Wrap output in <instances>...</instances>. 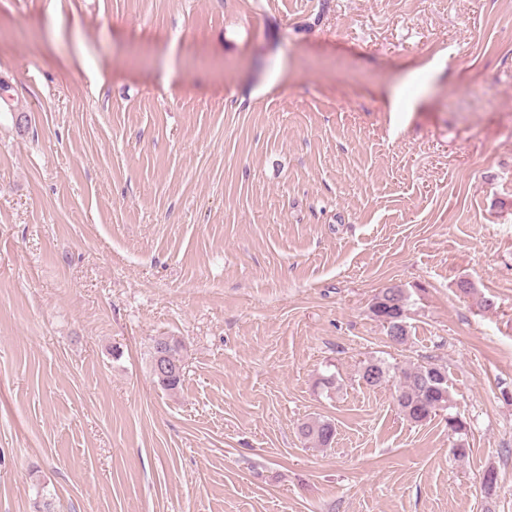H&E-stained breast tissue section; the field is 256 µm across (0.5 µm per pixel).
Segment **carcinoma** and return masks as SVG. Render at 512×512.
Masks as SVG:
<instances>
[{
	"mask_svg": "<svg viewBox=\"0 0 512 512\" xmlns=\"http://www.w3.org/2000/svg\"><path fill=\"white\" fill-rule=\"evenodd\" d=\"M373 313L386 324L388 336L395 337L398 343L406 340L404 299L400 289H386L373 305ZM161 353L165 354L170 369L165 376L155 377V382L162 390L173 393L183 382L182 345L173 337H158L153 342L151 361H156ZM390 378L397 381V406L409 420L421 423L437 411L449 408L448 375L444 367L428 363L413 368H399L382 359H372L363 367L362 379L369 386H376ZM300 434L322 448H330L336 440V425L330 419L314 420L302 424Z\"/></svg>",
	"mask_w": 512,
	"mask_h": 512,
	"instance_id": "cac0c4a2",
	"label": "carcinoma"
}]
</instances>
